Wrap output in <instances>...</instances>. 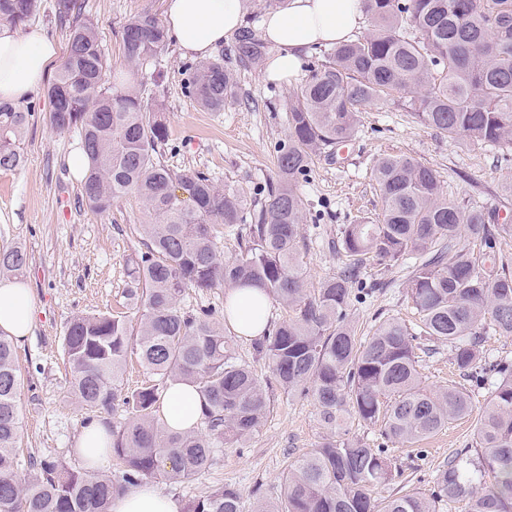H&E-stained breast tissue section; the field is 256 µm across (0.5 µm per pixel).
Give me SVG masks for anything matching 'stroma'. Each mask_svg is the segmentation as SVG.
I'll return each instance as SVG.
<instances>
[{
	"label": "stroma",
	"mask_w": 512,
	"mask_h": 512,
	"mask_svg": "<svg viewBox=\"0 0 512 512\" xmlns=\"http://www.w3.org/2000/svg\"><path fill=\"white\" fill-rule=\"evenodd\" d=\"M85 5L99 24L101 48L114 76H121V26L145 11L162 16V0H85ZM192 64L172 42L141 77L145 101L168 130L157 158L168 169L203 171L219 186L259 200L276 177L277 146L288 138L289 98L309 72L303 68L291 80L275 82L267 78L263 64L234 66L235 98L223 111L210 112L186 90ZM389 97L391 106L368 107L356 138L334 154L315 156L309 175L297 183L305 214L298 251L308 293H317L347 265L339 247L343 225L380 212L372 169L385 155L416 158L440 174L450 198L480 206L498 221L512 218V161H502L495 147L448 142L414 118L405 91H390ZM26 103L32 117L23 138L25 161L17 170L0 171V247L17 245L26 251L28 266L20 281L35 307L29 336L15 346L23 379L20 456L52 458L78 470L82 464L74 448L95 413L65 395L71 377L64 359L65 333L74 317L95 311L136 322L138 314L127 298L128 267L144 249L137 227L148 216L131 194L115 202L109 213L91 211L80 181L65 163L81 144L78 132L51 127L45 87H38ZM359 280L372 292L346 311L356 328L370 330L387 317L414 324L403 266L367 258ZM236 355L261 378L269 399L265 421L243 447L220 446L212 467L195 481L156 479V486L180 505L227 483L240 489L245 507L258 499L278 501L290 464L325 434L311 399L284 392L265 361L255 356L250 340L238 338ZM476 421L472 415L449 424L420 450L396 445L393 459L402 476L381 484L377 499L412 490L431 493L440 466L457 451L474 447Z\"/></svg>",
	"instance_id": "stroma-1"
}]
</instances>
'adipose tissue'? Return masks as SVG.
<instances>
[{
	"instance_id": "obj_1",
	"label": "adipose tissue",
	"mask_w": 512,
	"mask_h": 512,
	"mask_svg": "<svg viewBox=\"0 0 512 512\" xmlns=\"http://www.w3.org/2000/svg\"><path fill=\"white\" fill-rule=\"evenodd\" d=\"M360 0H286L261 21L260 37L270 53L265 73L270 80L287 81L299 71L304 56L319 46L351 39L364 22ZM164 22L173 32L182 56L205 59L243 23V0H165ZM58 56L54 42L36 27L22 29L0 23V100L18 102L46 79ZM228 325L244 338L263 333L270 298L258 288L228 292ZM33 300L18 281L0 282V329L24 339L31 328ZM200 398L187 384H172L162 403L167 425L176 431L199 424ZM110 512H181L180 504L150 483L113 496Z\"/></svg>"
}]
</instances>
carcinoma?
Listing matches in <instances>:
<instances>
[{"label": "carcinoma", "instance_id": "cac0c4a2", "mask_svg": "<svg viewBox=\"0 0 512 512\" xmlns=\"http://www.w3.org/2000/svg\"><path fill=\"white\" fill-rule=\"evenodd\" d=\"M40 7V0H0V21L20 26ZM361 8L371 31L336 44L328 62L310 70L289 104L277 177L263 202L250 205L201 171H172L155 159L167 129L142 101L138 78L169 41L164 25L147 12L123 24L126 78L116 85L98 22L85 15L82 0H56L68 42L47 87L49 122L80 135L88 157L82 196L92 211L105 214L133 194L148 214L128 296L139 313L135 351L153 379L124 389L130 336L121 316L73 318L64 346L67 394L106 416L119 474L33 457L23 471L21 375L10 336L0 334V512H109L114 495L149 478L198 479L213 464L215 444L240 445L256 431L268 398L255 370L236 357L235 337L214 311L181 307L190 288L226 286L260 287L295 311L253 339V350L285 391L312 399L326 430L291 465L281 499L258 500L252 512H437L445 499L466 501L467 512H512V366L489 363L481 351L488 324L512 336V269L475 253L494 237L484 212L448 198L435 169L386 155L372 170L381 212L344 225L341 246L350 264L312 296L299 260L304 210L296 188L312 157L352 140L362 112L393 89L407 91L416 119L452 142L512 147V0H361ZM233 53L239 63L255 64L266 47L247 24ZM187 89L201 108L223 110L235 93L224 57L197 65ZM30 116L26 106L0 102V170L21 166ZM241 223L247 242L226 259L222 230ZM367 255L390 265L414 260L407 293L419 333L389 318L359 337L346 320ZM27 264L21 247L0 249V274L19 276ZM420 338L448 346L463 376L495 375L498 382L477 421V457L460 451L449 458L428 496L412 491L380 503L378 485L400 472L391 449L349 435V417L380 427L392 444L412 445L473 411L466 387L422 385ZM172 382L196 388L206 433L174 431L158 414L159 390ZM188 512H244L243 496L228 484L193 501Z\"/></svg>", "mask_w": 512, "mask_h": 512}]
</instances>
